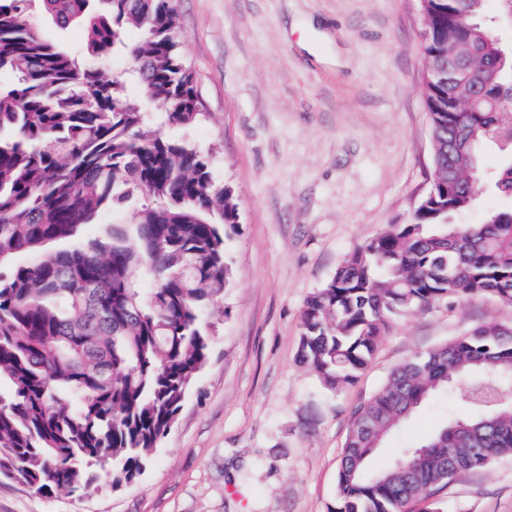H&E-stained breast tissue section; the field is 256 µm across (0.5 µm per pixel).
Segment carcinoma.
I'll return each mask as SVG.
<instances>
[{
  "instance_id": "1",
  "label": "carcinoma",
  "mask_w": 512,
  "mask_h": 512,
  "mask_svg": "<svg viewBox=\"0 0 512 512\" xmlns=\"http://www.w3.org/2000/svg\"><path fill=\"white\" fill-rule=\"evenodd\" d=\"M484 0H422L423 52L465 58L447 86L423 84L434 177L407 224L359 246L302 312L301 358L331 389L357 380L400 318L440 301L512 308V208L456 224L478 192L481 151L502 165L488 191L512 198V53L481 22ZM80 24L86 52L41 36L35 11ZM140 32L131 41L129 28ZM121 53L165 122L200 119L173 0H0V476L77 495L135 480L210 358V308L232 278L230 190L208 157L149 127ZM457 102L448 111V97ZM106 239L81 226L138 199ZM24 254L28 261L14 265ZM466 382L470 411L366 474L383 439L431 395ZM512 320L491 321L395 368L353 414L333 512H404L426 490L512 455Z\"/></svg>"
}]
</instances>
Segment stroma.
<instances>
[{"mask_svg":"<svg viewBox=\"0 0 512 512\" xmlns=\"http://www.w3.org/2000/svg\"><path fill=\"white\" fill-rule=\"evenodd\" d=\"M201 112L168 127L208 155L238 224L211 357L133 484L82 496L0 477V512H333L358 406L410 355L512 319L474 297L395 323L358 380L333 391L301 363V312L356 248L407 222L432 178L421 0H176ZM429 398L368 461L465 413ZM512 512V456L423 493L407 512Z\"/></svg>","mask_w":512,"mask_h":512,"instance_id":"1","label":"stroma"}]
</instances>
